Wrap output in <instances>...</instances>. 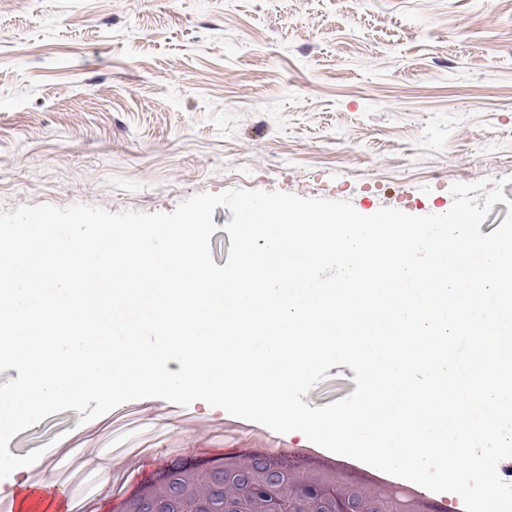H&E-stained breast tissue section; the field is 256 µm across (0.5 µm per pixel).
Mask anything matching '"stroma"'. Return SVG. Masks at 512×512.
<instances>
[{
	"mask_svg": "<svg viewBox=\"0 0 512 512\" xmlns=\"http://www.w3.org/2000/svg\"><path fill=\"white\" fill-rule=\"evenodd\" d=\"M482 179L505 182L487 235L511 211L512 0H0V210L169 213L261 189L442 214L454 183ZM353 377L331 367L305 403L350 395ZM296 444L154 398L50 415L8 450H41L61 512H110L141 463Z\"/></svg>",
	"mask_w": 512,
	"mask_h": 512,
	"instance_id": "35a3bbf8",
	"label": "stroma"
}]
</instances>
